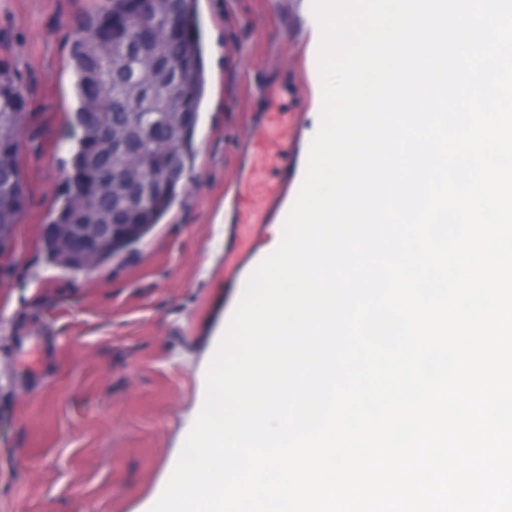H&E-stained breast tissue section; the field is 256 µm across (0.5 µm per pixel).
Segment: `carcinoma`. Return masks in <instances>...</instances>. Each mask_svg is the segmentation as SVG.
Wrapping results in <instances>:
<instances>
[{
    "label": "carcinoma",
    "instance_id": "cac0c4a2",
    "mask_svg": "<svg viewBox=\"0 0 512 512\" xmlns=\"http://www.w3.org/2000/svg\"><path fill=\"white\" fill-rule=\"evenodd\" d=\"M130 0H106L103 7L84 14L78 22L70 51L69 66L75 75L76 106L69 122L80 130L70 158L71 170L87 169L96 140L106 132L130 126L137 130L130 149L141 154L162 176L169 143L179 147L183 176L193 170L194 133L206 92L204 45L200 33L197 0H174V18L178 34L162 44L142 47L146 55H158L166 69L154 79H137L134 63L124 61L122 46L112 43L104 29L106 18L126 14ZM24 95L10 68L0 63V225L16 224L25 205L17 204L16 166L17 137L27 122V106L18 98ZM102 185L83 192L76 183L65 182L61 203L53 212L51 223L73 224L76 216V193H85L82 223L131 224L132 232L121 233L99 246L89 255L75 249L64 250L58 238L43 236L44 248L61 266L76 269L93 258L106 263L147 236L161 223L172 207L180 182H167L155 189L142 203L128 207L112 196L107 153L98 155Z\"/></svg>",
    "mask_w": 512,
    "mask_h": 512
}]
</instances>
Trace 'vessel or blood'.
Returning <instances> with one entry per match:
<instances>
[{"label": "vessel or blood", "mask_w": 512, "mask_h": 512, "mask_svg": "<svg viewBox=\"0 0 512 512\" xmlns=\"http://www.w3.org/2000/svg\"><path fill=\"white\" fill-rule=\"evenodd\" d=\"M295 83L276 79L264 82L260 89V109L254 113L247 140L236 147V178L224 193L229 200L228 222L234 226H260L285 221L286 201L293 187L297 162L309 147L301 139L299 115L286 111L284 100L295 95ZM272 154L268 179L256 180L259 152ZM248 253L240 238H233L224 249V282L241 288L240 273Z\"/></svg>", "instance_id": "1"}]
</instances>
